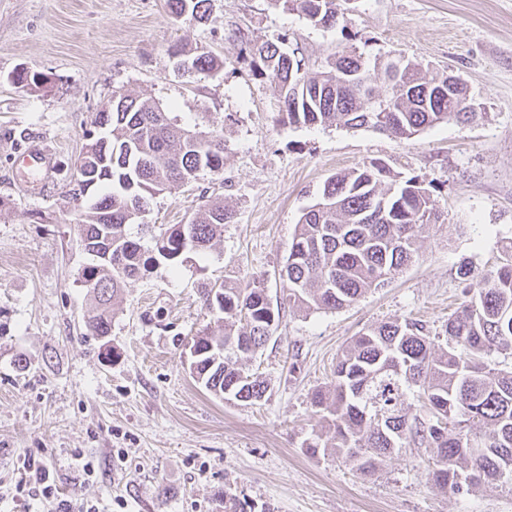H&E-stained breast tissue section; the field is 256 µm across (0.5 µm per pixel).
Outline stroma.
<instances>
[{"label": "stroma", "instance_id": "stroma-1", "mask_svg": "<svg viewBox=\"0 0 512 512\" xmlns=\"http://www.w3.org/2000/svg\"><path fill=\"white\" fill-rule=\"evenodd\" d=\"M210 19L175 17L166 0H0V512H54L56 499L99 512H512V486L455 494L432 479L434 460L411 447L372 475L313 456L311 405L343 348L368 326L413 317L446 343L448 317L470 295L461 268L496 270L512 238V0H342L346 26L316 27L274 0H209ZM283 41L310 71L342 48L401 55L457 76L479 117L408 139L371 129L282 124L279 98L251 67V46ZM184 44L224 61L184 76ZM45 76L17 84L21 70ZM159 100L186 123L224 128V169L155 195L151 231L184 224L219 198L234 220L220 244L157 264L129 281L112 333L89 335V257L67 194L90 120L113 92ZM52 158L45 173L22 161ZM383 164L417 178L436 219L413 262L384 287L336 311L286 307L280 278L303 210L336 173ZM248 278L284 304L251 367L268 383L255 404L227 403L192 377L189 346L216 319L200 288ZM112 346L104 362L101 351ZM50 472L57 498L20 489L18 456ZM93 462L95 473L82 466Z\"/></svg>", "mask_w": 512, "mask_h": 512}]
</instances>
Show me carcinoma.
<instances>
[{
  "instance_id": "carcinoma-1",
  "label": "carcinoma",
  "mask_w": 512,
  "mask_h": 512,
  "mask_svg": "<svg viewBox=\"0 0 512 512\" xmlns=\"http://www.w3.org/2000/svg\"><path fill=\"white\" fill-rule=\"evenodd\" d=\"M315 26L347 23L337 0H276ZM208 0H167L171 13L193 21L209 19ZM177 72L218 73L224 61L209 52L175 48ZM251 64L279 95L290 125L371 128L408 139L426 128L478 116L467 112L464 87L448 89L440 73L424 74L422 63L403 58L398 79L377 89L378 62L368 64L343 48L322 70L308 72L301 60L263 41L252 49ZM371 86L384 108L373 109L363 88ZM97 134L90 145L106 150L108 162L91 178L92 193L69 190L82 211L79 238L91 262L82 282L96 302L86 327L94 336L112 331V301L148 264H175L179 250L211 248L234 213L221 199L200 206L187 224H166L151 235L145 251L132 237L128 215L148 209L151 198L174 184L224 168V130L206 136L178 123L152 98L121 91L112 94V111L97 112ZM302 213L283 269L288 303L305 311L342 309L402 270L413 259L422 230L435 219L429 193L413 177L402 183L381 165L354 168L326 180L319 203ZM505 262L494 272L460 270L477 288L471 300L448 318L447 347L436 346L420 320L406 318L371 326L343 350L332 384L315 391L312 406L320 423L333 431L334 444L316 433L306 451L333 452L362 475L374 474L384 459L411 444L431 449L432 478L453 493L481 484L512 483V369L492 355L512 353V239ZM202 306L222 314L224 333L200 330L191 373L206 390L227 402L255 404L267 385L248 362L277 329L282 307L251 282L224 281L200 291ZM425 397V416L411 413L410 396ZM476 481H466L469 474Z\"/></svg>"
}]
</instances>
